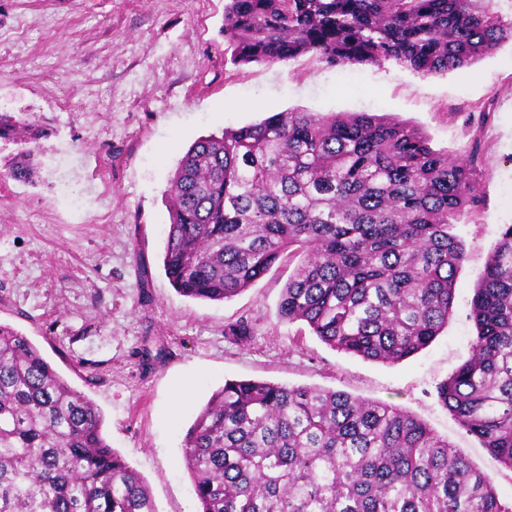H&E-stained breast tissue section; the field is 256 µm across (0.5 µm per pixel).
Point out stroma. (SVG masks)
I'll return each instance as SVG.
<instances>
[{"label": "stroma", "instance_id": "obj_1", "mask_svg": "<svg viewBox=\"0 0 512 512\" xmlns=\"http://www.w3.org/2000/svg\"><path fill=\"white\" fill-rule=\"evenodd\" d=\"M225 0H0V112L46 132L32 183L0 180V323L25 334L101 411L112 448L159 512H198L183 439L228 380L307 385L396 405L489 475L512 469L443 408L436 386L471 354L474 289L512 224V40L478 62L422 76L393 63L332 67L311 56L234 67ZM369 112L462 155L481 144L483 206L440 336L388 365L331 349L277 315L295 263L238 296L180 295L162 267L164 191L191 143L277 113ZM245 322L244 341L224 335Z\"/></svg>", "mask_w": 512, "mask_h": 512}]
</instances>
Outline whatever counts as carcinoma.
<instances>
[{
  "mask_svg": "<svg viewBox=\"0 0 512 512\" xmlns=\"http://www.w3.org/2000/svg\"><path fill=\"white\" fill-rule=\"evenodd\" d=\"M224 20L234 66L310 55L443 74L512 38L492 0H226ZM42 135L0 113V142ZM32 155L0 179L32 181ZM477 160L475 149L452 157L418 129L367 112H279L202 136L165 191V275L186 297L224 301L296 258L280 318L334 350L400 363L448 324L465 258L455 225L482 208ZM470 317L471 355L437 397L512 469L511 224ZM102 423L26 336L0 324V512H158ZM183 448L200 512H512L423 421L343 391L226 380Z\"/></svg>",
  "mask_w": 512,
  "mask_h": 512,
  "instance_id": "1",
  "label": "carcinoma"
}]
</instances>
